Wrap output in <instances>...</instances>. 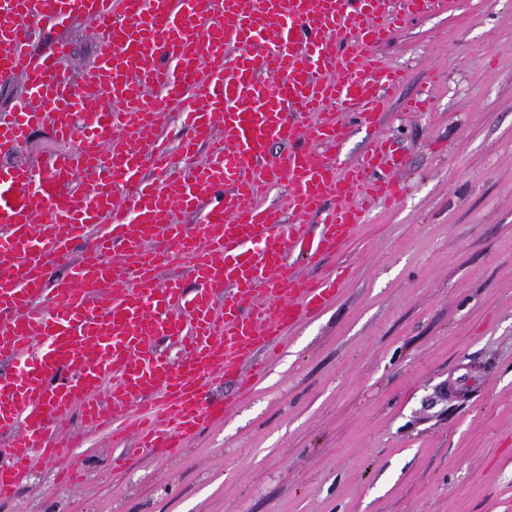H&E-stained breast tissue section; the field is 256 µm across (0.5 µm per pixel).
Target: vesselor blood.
<instances>
[{"label":"vessel or blood","mask_w":512,"mask_h":512,"mask_svg":"<svg viewBox=\"0 0 512 512\" xmlns=\"http://www.w3.org/2000/svg\"><path fill=\"white\" fill-rule=\"evenodd\" d=\"M237 2L0 0V85L24 82L23 101L0 113V155L37 127L65 145L44 171L0 167V363L15 365L0 370V432L9 433L1 499L34 460L80 442L54 434L72 409L149 456L231 414L238 395L216 406L210 381L244 369L262 379L267 348L335 293L333 281L301 275L293 254L342 250L370 210L397 195L394 181L375 176L404 165L384 140L341 165L300 147L339 142L349 117L376 122L402 80L377 57L392 35L387 16L372 0H249L248 14L225 26ZM86 14L97 20L100 54L79 76L62 67L69 42L32 50L40 22ZM84 85L112 110L83 111ZM192 88L203 107L190 102ZM328 102L341 116L323 113ZM176 112L191 135L173 150L159 127ZM273 141L287 144L284 158L269 156ZM201 146L207 161L191 163ZM282 181L285 204L263 203ZM206 199L203 223H180ZM173 251L188 259L195 292L161 278ZM116 284L119 295L103 298ZM162 336L174 339V355L156 351ZM103 387L106 408L96 399Z\"/></svg>","instance_id":"b4317fda"}]
</instances>
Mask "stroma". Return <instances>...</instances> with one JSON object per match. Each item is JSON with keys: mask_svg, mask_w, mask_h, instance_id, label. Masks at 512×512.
Wrapping results in <instances>:
<instances>
[{"mask_svg": "<svg viewBox=\"0 0 512 512\" xmlns=\"http://www.w3.org/2000/svg\"><path fill=\"white\" fill-rule=\"evenodd\" d=\"M80 74L92 21L42 27ZM404 73L377 123L318 159L379 138L405 154L396 202L338 254L298 260L339 277L236 410L174 457L103 433L34 464L0 512H512V0H430L381 48ZM426 95L424 111L407 100ZM48 129L0 164L45 168ZM83 483H58L61 464Z\"/></svg>", "mask_w": 512, "mask_h": 512, "instance_id": "35a3bbf8", "label": "stroma"}]
</instances>
